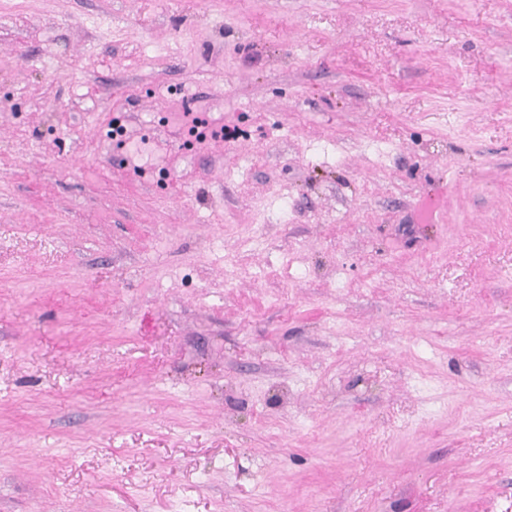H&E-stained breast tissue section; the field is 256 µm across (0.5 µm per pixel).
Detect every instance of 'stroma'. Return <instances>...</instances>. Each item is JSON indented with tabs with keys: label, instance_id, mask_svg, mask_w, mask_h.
<instances>
[{
	"label": "stroma",
	"instance_id": "35a3bbf8",
	"mask_svg": "<svg viewBox=\"0 0 512 512\" xmlns=\"http://www.w3.org/2000/svg\"><path fill=\"white\" fill-rule=\"evenodd\" d=\"M0 512H512V0H0ZM209 114L201 108H184L179 130L185 139V144H193V142L202 144L207 140L230 141L237 137L236 127L218 124L210 119Z\"/></svg>",
	"mask_w": 512,
	"mask_h": 512
}]
</instances>
